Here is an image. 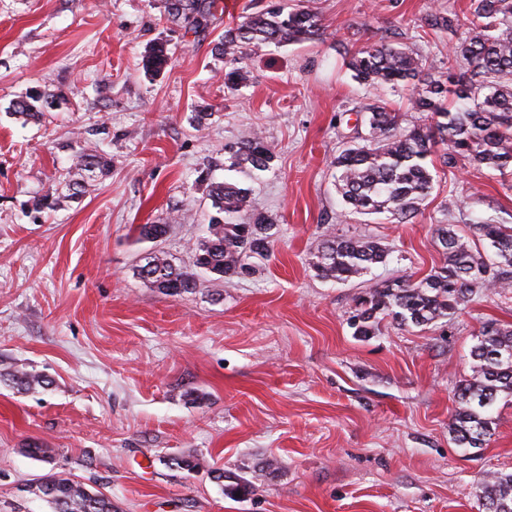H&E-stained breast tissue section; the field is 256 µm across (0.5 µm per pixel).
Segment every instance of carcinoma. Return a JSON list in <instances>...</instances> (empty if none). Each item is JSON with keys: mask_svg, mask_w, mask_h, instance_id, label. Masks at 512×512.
I'll return each instance as SVG.
<instances>
[{"mask_svg": "<svg viewBox=\"0 0 512 512\" xmlns=\"http://www.w3.org/2000/svg\"><path fill=\"white\" fill-rule=\"evenodd\" d=\"M308 2L272 0L224 30L213 50L230 57L226 88L233 90L249 80V71L239 65L246 50L323 37L321 18ZM218 9V0H168V16L188 32L206 28ZM468 14L465 29L456 14L431 9L420 17L421 26L454 37L446 72L383 37L347 58V69L359 83L412 88V106L424 115L422 123L404 128L400 113L386 104L364 108L365 135L356 136L332 161L336 191L347 211L386 213L398 223L416 217L433 189L427 159L438 145L443 146L439 161L450 173L466 161L498 171L512 166V0H470ZM168 63L161 44L143 56L148 73L158 74ZM51 97L34 89L12 104L14 113L35 121ZM273 159L271 145L258 134L224 146V167L246 176L268 170ZM208 197L216 215L194 248L193 268L175 265L161 252L153 254L137 269L150 287L170 296L193 293L203 277L230 283L255 272L256 263L269 258L277 225L253 208L250 189L237 182H212ZM170 228L165 222L141 224L138 239L161 241ZM469 229L471 236L465 237L451 224L436 225L443 266L419 281L396 277L356 296L350 317L354 335H372L381 315L400 327L428 326L455 314L480 291L511 287L512 224L489 221ZM389 255L375 238L327 234L311 255L310 267L319 278L347 282L386 264ZM471 357V374L456 391L458 407L450 431L458 447L480 449L491 439L492 411L499 398L512 396V327L483 324ZM2 381L19 391L50 386L42 375L8 366L0 369ZM35 493L52 512H117L112 498L61 474L43 476ZM482 500L485 512H512V474L490 477Z\"/></svg>", "mask_w": 512, "mask_h": 512, "instance_id": "1", "label": "carcinoma"}]
</instances>
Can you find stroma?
I'll return each instance as SVG.
<instances>
[{"mask_svg": "<svg viewBox=\"0 0 512 512\" xmlns=\"http://www.w3.org/2000/svg\"><path fill=\"white\" fill-rule=\"evenodd\" d=\"M239 2L193 34L167 0H0V365L52 381L26 393L0 382V512H51L31 487L52 471L118 512H484L485 481L512 472V398L484 448H458L449 424L480 327L512 325V290L424 329L383 317L365 338L347 323L364 280L309 266L326 234L370 235L391 252L375 280L417 281L443 263L435 225L512 224V169H435L405 224L344 215L334 186L355 108L383 101L404 125L421 119L409 89L360 85L345 54L383 37L440 61L448 38L419 19L466 15L469 0H314L323 38L248 55L250 79L232 91L212 47L268 0ZM157 43L170 63L152 76L142 59ZM39 86L57 100L24 122L11 106ZM251 131L275 149L271 170L240 181L278 226L271 256L230 284L151 288L136 267L155 250L191 267L213 213L207 182L227 178L225 144ZM91 154L109 171L80 169ZM47 194L55 205L38 206ZM165 218L164 241H139L138 225ZM32 443L51 463L27 455ZM188 454L199 469L169 465ZM218 468L252 492L227 495Z\"/></svg>", "mask_w": 512, "mask_h": 512, "instance_id": "1", "label": "stroma"}]
</instances>
